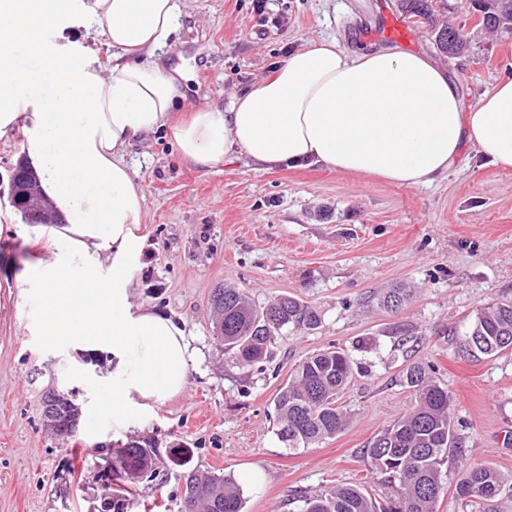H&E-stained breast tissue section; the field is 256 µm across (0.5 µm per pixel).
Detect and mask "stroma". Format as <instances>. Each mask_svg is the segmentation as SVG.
Returning <instances> with one entry per match:
<instances>
[{"instance_id":"obj_1","label":"stroma","mask_w":512,"mask_h":512,"mask_svg":"<svg viewBox=\"0 0 512 512\" xmlns=\"http://www.w3.org/2000/svg\"><path fill=\"white\" fill-rule=\"evenodd\" d=\"M429 16L408 0H187L162 57L181 69L180 113L224 105L313 39L349 50L391 48L367 39L384 11L410 29L411 50L456 81L464 106L512 76V32H486L470 0H428ZM464 27L470 50L451 58L435 44L433 22ZM25 134L0 139V512H102L118 481L115 453L133 440L156 443V470L134 484L132 512H180L181 444L189 467L230 476L244 512H301V496L339 484L380 494L366 454L370 441L415 404L401 381L407 365H434L453 396L462 448L449 462L489 464L512 474V351L459 355L457 340L474 311L512 300V171L464 148L448 174L407 187L321 165L258 170L230 157L211 169L182 163L165 132L133 144L127 161L144 196V246L130 301L183 325L192 354L184 392L121 429L100 420L76 437L45 432V395H72L79 407L101 388L110 357L47 352L39 304L24 280L53 244L23 223L8 199L10 174L26 155ZM232 286L257 304L290 295L316 308L315 330H277L273 357L242 368L213 332L208 300ZM412 295L397 312L374 296L393 287ZM345 349L359 369L340 396L350 415L335 437L291 448L279 436L275 401L304 357Z\"/></svg>"}]
</instances>
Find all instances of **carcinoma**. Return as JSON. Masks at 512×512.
Segmentation results:
<instances>
[{
	"mask_svg": "<svg viewBox=\"0 0 512 512\" xmlns=\"http://www.w3.org/2000/svg\"><path fill=\"white\" fill-rule=\"evenodd\" d=\"M490 30L512 29V0H473ZM440 49L458 56L468 49V39L459 29L442 27L436 35ZM405 288H392L378 298V305L400 307L409 297ZM218 317L217 339L224 353L236 364L251 368L270 358L272 337L266 328L274 314L283 327L316 329L319 313L299 300L284 296L263 306L233 287H224L211 299ZM460 350L470 357H494L512 350V302L502 301L476 309L468 329L462 333ZM435 369L414 362L403 370V382L415 392L414 408L382 430L366 452L381 485L390 489L376 498L353 485H338L303 498L302 512H435L448 488L442 468L458 444L453 417V398L435 380ZM353 374L349 356L336 348L300 361L292 377L280 389L275 407L281 423L279 435L291 448L310 445L336 436L348 426L347 413L338 404L339 395ZM118 471L139 479L152 470L154 452L143 441L118 451ZM182 512H243V492L231 477L184 475ZM512 494V474L489 465L463 466L454 485L456 499L466 503L490 501Z\"/></svg>",
	"mask_w": 512,
	"mask_h": 512,
	"instance_id": "carcinoma-1",
	"label": "carcinoma"
}]
</instances>
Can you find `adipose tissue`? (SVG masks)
Masks as SVG:
<instances>
[{"label":"adipose tissue","instance_id":"obj_1","mask_svg":"<svg viewBox=\"0 0 512 512\" xmlns=\"http://www.w3.org/2000/svg\"><path fill=\"white\" fill-rule=\"evenodd\" d=\"M183 0H0V139L23 129L43 194L63 223L26 280L47 351H106L112 369L92 400L112 425L181 394L185 332L129 302L141 253L143 194L125 157L166 130L182 162L231 156L258 169L322 164L403 186L445 175L469 146L512 171V78L464 107L443 69L396 50L350 52L314 40L223 107L189 117L156 59ZM112 48L102 67L96 44Z\"/></svg>","mask_w":512,"mask_h":512}]
</instances>
